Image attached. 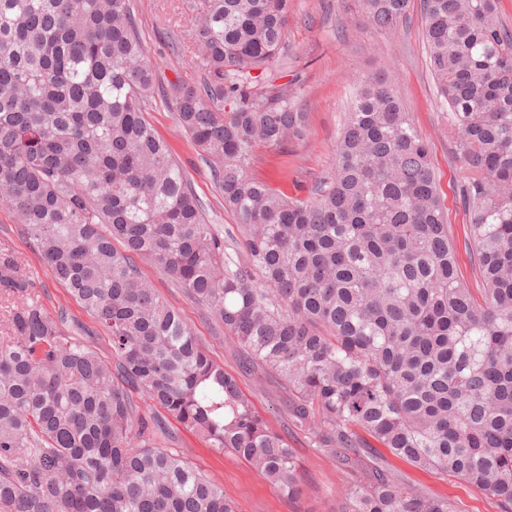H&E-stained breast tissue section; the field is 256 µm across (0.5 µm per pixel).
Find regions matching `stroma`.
Returning <instances> with one entry per match:
<instances>
[{"instance_id":"35a3bbf8","label":"stroma","mask_w":512,"mask_h":512,"mask_svg":"<svg viewBox=\"0 0 512 512\" xmlns=\"http://www.w3.org/2000/svg\"><path fill=\"white\" fill-rule=\"evenodd\" d=\"M136 3L140 34L160 81H172L179 76L199 79L200 72L189 57L173 52L170 44L174 37L190 41L199 24L198 15L185 12L183 0ZM379 70L390 76L406 111L430 147L448 224L457 243L458 265L467 279H474L465 246L468 217L458 198L460 164L451 154L446 122L437 102L418 0H413L406 20L391 29L379 28L367 20L355 0H291L288 63L282 76L287 81L296 74L302 79L299 107L306 114V137L286 149L274 146L259 150L252 159L250 172L288 195L309 197L329 171L332 151L358 79ZM148 119L187 170L213 223L223 229L233 227L235 217L225 211L208 165L179 125L175 113L157 102ZM0 251L21 257L22 268L49 314H64L67 330L82 326L91 329V345L102 356H110L107 334L95 327L92 318L54 278L14 223L11 213L1 206ZM144 272L192 325L211 356L236 375L257 410L287 439L299 463L303 493L296 498L284 496L249 465L233 455L215 453L201 438L185 432L174 421L169 424L168 438L161 441L163 447L186 457L223 485L235 512H325L330 503L336 502L337 491L362 479V472L346 468L336 457L322 454L313 448L308 434L291 426L278 381L266 379L259 383L243 372L240 353L227 343L220 326L203 317L194 301L154 267L145 266ZM385 463L409 486L453 501L458 512H498L491 497L456 478L417 470L392 456L386 457Z\"/></svg>"}]
</instances>
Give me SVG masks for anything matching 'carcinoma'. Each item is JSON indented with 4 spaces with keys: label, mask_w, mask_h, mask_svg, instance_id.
<instances>
[{
    "label": "carcinoma",
    "mask_w": 512,
    "mask_h": 512,
    "mask_svg": "<svg viewBox=\"0 0 512 512\" xmlns=\"http://www.w3.org/2000/svg\"><path fill=\"white\" fill-rule=\"evenodd\" d=\"M289 0H185L202 81L159 87L134 0H0V204L109 335L65 333L0 253V512H233L156 440L144 393L283 494L288 442L144 276L148 262L224 328L295 428L365 471L339 512H458L411 489L366 438L512 512V28L498 0H421L479 287L459 275L430 148L383 72L358 81L330 172L302 199L252 177L302 136ZM392 28L411 0H358ZM161 95L237 219L212 224L145 118Z\"/></svg>",
    "instance_id": "1"
}]
</instances>
